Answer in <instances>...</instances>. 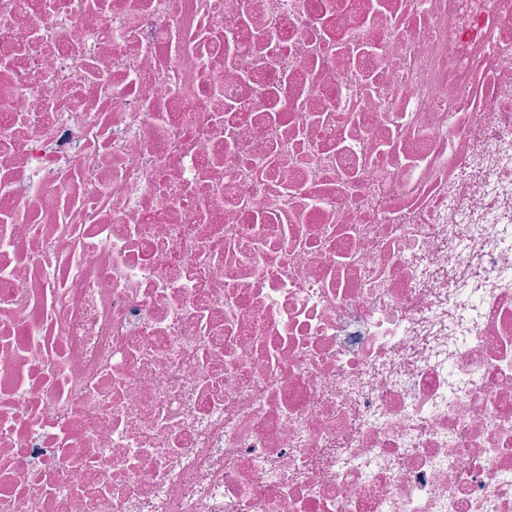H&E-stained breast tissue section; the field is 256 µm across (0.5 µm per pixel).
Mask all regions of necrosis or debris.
<instances>
[{
    "label": "necrosis or debris",
    "mask_w": 512,
    "mask_h": 512,
    "mask_svg": "<svg viewBox=\"0 0 512 512\" xmlns=\"http://www.w3.org/2000/svg\"><path fill=\"white\" fill-rule=\"evenodd\" d=\"M0 512H512V0H0Z\"/></svg>",
    "instance_id": "1"
}]
</instances>
